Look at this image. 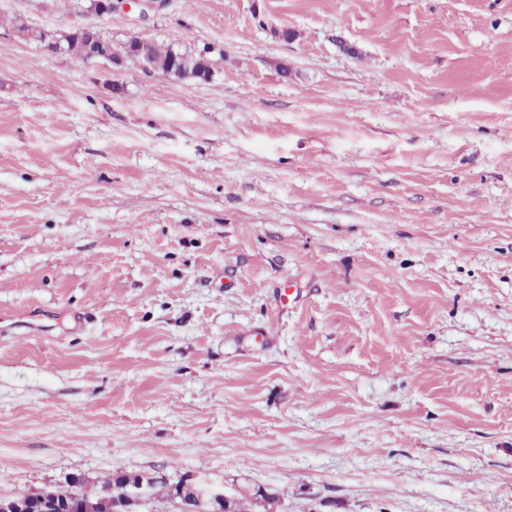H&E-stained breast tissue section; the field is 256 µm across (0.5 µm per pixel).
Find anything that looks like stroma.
I'll return each mask as SVG.
<instances>
[{"mask_svg": "<svg viewBox=\"0 0 512 512\" xmlns=\"http://www.w3.org/2000/svg\"><path fill=\"white\" fill-rule=\"evenodd\" d=\"M117 471L512 512V0H0V494ZM16 31H23L26 37H21L24 40H29L42 44L44 47L49 43L53 42L55 47L64 49L74 55L82 57L84 39L77 33V31L57 33L47 32L45 30L32 28L23 24L16 27ZM152 62L161 69H166L173 60L179 64V77L208 80L211 75L210 61L207 56L198 53L180 51L173 46L152 42Z\"/></svg>", "mask_w": 512, "mask_h": 512, "instance_id": "stroma-1", "label": "stroma"}]
</instances>
